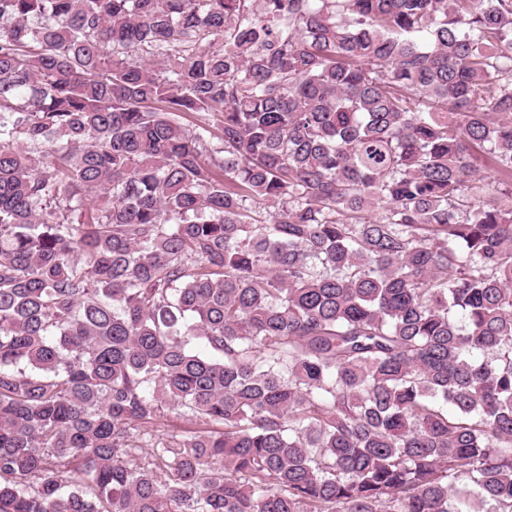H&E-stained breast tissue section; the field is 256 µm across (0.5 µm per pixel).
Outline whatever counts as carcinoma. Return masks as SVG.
Wrapping results in <instances>:
<instances>
[{
	"instance_id": "carcinoma-1",
	"label": "carcinoma",
	"mask_w": 512,
	"mask_h": 512,
	"mask_svg": "<svg viewBox=\"0 0 512 512\" xmlns=\"http://www.w3.org/2000/svg\"><path fill=\"white\" fill-rule=\"evenodd\" d=\"M0 512H512V0H0Z\"/></svg>"
}]
</instances>
